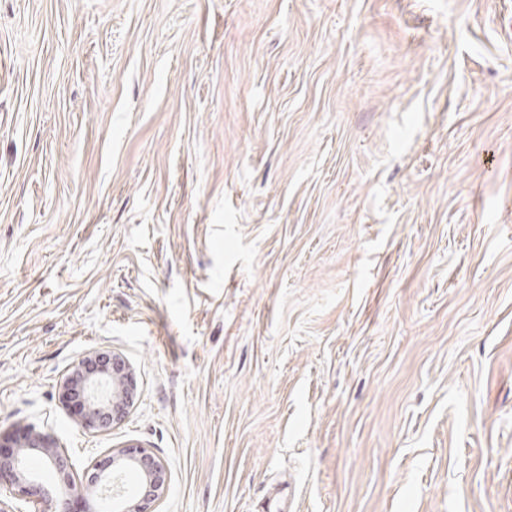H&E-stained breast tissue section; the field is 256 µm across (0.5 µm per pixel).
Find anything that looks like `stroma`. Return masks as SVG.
Here are the masks:
<instances>
[{
  "label": "stroma",
  "mask_w": 512,
  "mask_h": 512,
  "mask_svg": "<svg viewBox=\"0 0 512 512\" xmlns=\"http://www.w3.org/2000/svg\"><path fill=\"white\" fill-rule=\"evenodd\" d=\"M133 406L86 432L72 365ZM157 512H512V0H0V432ZM89 363L96 364V370L83 372ZM63 387L77 402L81 425L90 433L104 431L122 421L136 395L130 370L123 358L112 351L96 352L78 362Z\"/></svg>",
  "instance_id": "stroma-1"
}]
</instances>
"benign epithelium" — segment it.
Returning <instances> with one entry per match:
<instances>
[{"instance_id": "7a95c632", "label": "benign epithelium", "mask_w": 512, "mask_h": 512, "mask_svg": "<svg viewBox=\"0 0 512 512\" xmlns=\"http://www.w3.org/2000/svg\"><path fill=\"white\" fill-rule=\"evenodd\" d=\"M63 387L77 402L81 425L90 433L122 421L136 395L130 370L112 351L96 352L74 365ZM33 454L56 471L57 485L47 487L32 474L28 462ZM89 470L87 480L77 477L68 453L49 433L30 427L18 435H0V479L8 477L6 491L16 500L42 505L41 512H155V504L167 487L166 465L138 443L112 450L107 461H94ZM128 470L140 474L136 493L124 496L118 490L107 506L99 496L89 494L92 488L112 491ZM76 503L83 504V509H74Z\"/></svg>"}]
</instances>
